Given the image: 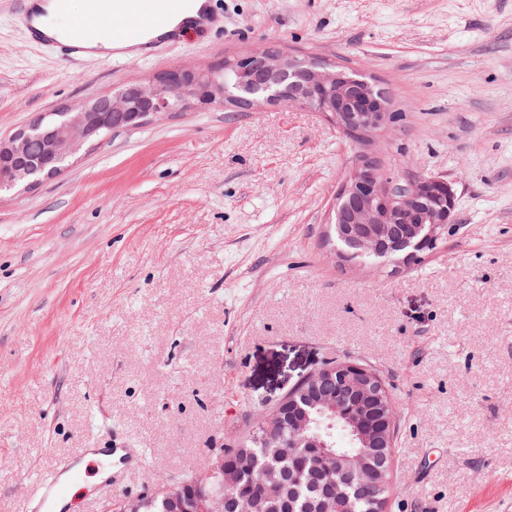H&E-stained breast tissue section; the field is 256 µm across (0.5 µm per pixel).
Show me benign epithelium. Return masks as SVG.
Instances as JSON below:
<instances>
[{
  "mask_svg": "<svg viewBox=\"0 0 512 512\" xmlns=\"http://www.w3.org/2000/svg\"><path fill=\"white\" fill-rule=\"evenodd\" d=\"M366 81L355 78L334 64L310 55L292 54L267 46L224 57L221 65L176 68L155 74L147 81L134 80L118 90L87 100L76 109L46 112L39 120L8 136H0V192L28 186L62 171L64 163L84 150L98 146L112 135L142 128L176 112L233 109L242 97L230 92L235 87L249 95L256 109L263 105L286 104L320 113L340 129L352 126V114L344 108L352 89ZM389 122V112L379 104L359 129L364 141ZM40 141L42 150L31 155V143ZM456 207L454 184L443 177L420 176L404 182H388L375 174L367 159L350 172L336 194L333 226L336 239L359 255L388 257L409 246L419 250L435 242L453 223ZM337 376L351 388L353 403L343 409L334 397L321 391L323 379ZM386 389L379 374L355 361L326 364L303 377L268 413L261 416L252 433L257 448L275 456L285 446L311 449L309 470L334 461L338 472L360 488L391 482L394 406L385 401ZM317 408L320 416L348 432L354 450L341 452L315 431L319 420L306 410ZM280 424L288 425L291 439L284 444L273 436ZM236 456L252 462L242 467L224 462L216 452V463L205 479L219 487L199 501L190 497L191 485L167 483L164 490L173 512H224V495H233L234 512H258L259 501L242 490L241 484L258 483L270 463L252 461V449L237 448ZM344 494L332 480L320 502L323 512Z\"/></svg>",
  "mask_w": 512,
  "mask_h": 512,
  "instance_id": "1",
  "label": "benign epithelium"
}]
</instances>
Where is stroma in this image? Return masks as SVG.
<instances>
[{
  "instance_id": "35a3bbf8",
  "label": "stroma",
  "mask_w": 512,
  "mask_h": 512,
  "mask_svg": "<svg viewBox=\"0 0 512 512\" xmlns=\"http://www.w3.org/2000/svg\"><path fill=\"white\" fill-rule=\"evenodd\" d=\"M0 0V135L133 80L279 43L390 95L359 143L268 105L179 112L0 192V512L78 448L146 449L108 512L205 467L324 362L360 359L398 415L388 512H512V0H216L208 44L63 63ZM453 181L436 247L344 257L329 224L361 152Z\"/></svg>"
}]
</instances>
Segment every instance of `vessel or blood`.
<instances>
[{"mask_svg":"<svg viewBox=\"0 0 512 512\" xmlns=\"http://www.w3.org/2000/svg\"><path fill=\"white\" fill-rule=\"evenodd\" d=\"M190 4L195 7L190 29L169 27L170 15ZM88 7L102 37L146 58L158 45L181 40L184 34L205 38L217 23L213 0H88ZM53 44L67 63L88 55L84 40L73 33L54 39ZM37 486L38 500H21L18 512H46L54 501L70 493L68 482L50 476H39Z\"/></svg>","mask_w":512,"mask_h":512,"instance_id":"b4317fda","label":"vessel or blood"}]
</instances>
